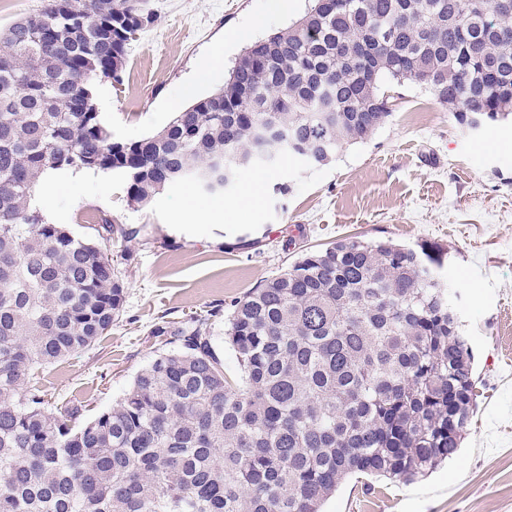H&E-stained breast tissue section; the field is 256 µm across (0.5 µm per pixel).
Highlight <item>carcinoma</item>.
Masks as SVG:
<instances>
[{
    "label": "carcinoma",
    "instance_id": "cac0c4a2",
    "mask_svg": "<svg viewBox=\"0 0 512 512\" xmlns=\"http://www.w3.org/2000/svg\"><path fill=\"white\" fill-rule=\"evenodd\" d=\"M312 0L249 45L224 88L160 132L112 140L94 85L158 21L144 0H43L0 44V512H322L353 475L410 482L459 451L477 403L474 356L435 243L348 238L303 253L232 304L224 373L208 319L164 320L158 354L76 429L35 371L118 319L112 219L76 238L32 205L59 170L124 175L149 204L191 182L221 194L247 169L311 166L391 116L386 79L430 89L472 129L512 116V0ZM332 98L335 111L321 112ZM276 132L268 155L253 148ZM218 159L229 171L211 170Z\"/></svg>",
    "mask_w": 512,
    "mask_h": 512
}]
</instances>
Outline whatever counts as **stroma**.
Instances as JSON below:
<instances>
[{
  "mask_svg": "<svg viewBox=\"0 0 512 512\" xmlns=\"http://www.w3.org/2000/svg\"><path fill=\"white\" fill-rule=\"evenodd\" d=\"M157 24L127 47L122 84L95 86V104L113 139L136 141L189 105L182 87L204 62L197 97L222 88L252 42L292 25L308 0L287 12L273 0H149ZM392 115L369 140L310 167L286 155L276 169L245 171L221 195L183 183L134 208L125 176L53 172L57 184L34 204L73 236L90 238L99 217L137 229L112 241L126 271L125 302L93 347L40 370L52 405L80 408V421L109 409L159 352L162 316H208L224 371L241 375L224 341V318L251 288L281 273L308 247L347 237L424 241L444 251L442 272L458 294L481 396L459 455L430 476L403 484L348 478L323 512H512V124L474 134L428 89L388 82Z\"/></svg>",
  "mask_w": 512,
  "mask_h": 512,
  "instance_id": "1",
  "label": "stroma"
}]
</instances>
